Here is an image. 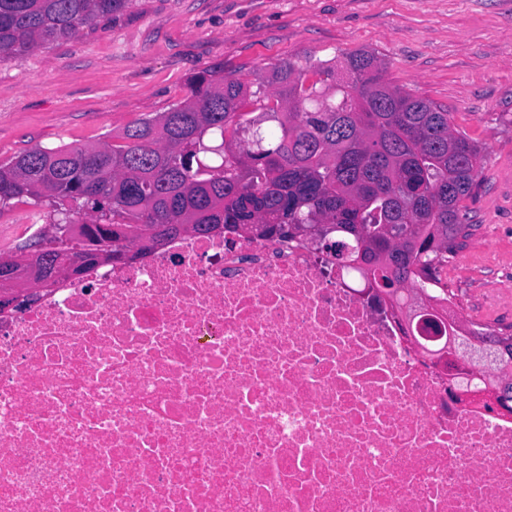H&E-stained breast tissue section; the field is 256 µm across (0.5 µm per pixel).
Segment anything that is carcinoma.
<instances>
[{"instance_id":"1","label":"carcinoma","mask_w":512,"mask_h":512,"mask_svg":"<svg viewBox=\"0 0 512 512\" xmlns=\"http://www.w3.org/2000/svg\"><path fill=\"white\" fill-rule=\"evenodd\" d=\"M128 0H0V54L21 60L122 11ZM381 59L355 51L306 66L288 60L251 91L219 68L194 76L190 96L126 127L124 144L34 148L0 163V206H53L58 224H92L119 242L155 230L164 243L215 228L319 243L394 297L413 270L435 281L472 225L458 208L481 150L452 129L448 109L385 81ZM263 109L248 119L249 108ZM491 359L499 399L512 403V325L471 331Z\"/></svg>"}]
</instances>
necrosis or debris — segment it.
I'll return each instance as SVG.
<instances>
[{
  "instance_id": "4bbe7bcc",
  "label": "necrosis or debris",
  "mask_w": 512,
  "mask_h": 512,
  "mask_svg": "<svg viewBox=\"0 0 512 512\" xmlns=\"http://www.w3.org/2000/svg\"><path fill=\"white\" fill-rule=\"evenodd\" d=\"M304 239L184 234L0 313V512H512V413Z\"/></svg>"
}]
</instances>
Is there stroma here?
Masks as SVG:
<instances>
[{"mask_svg":"<svg viewBox=\"0 0 512 512\" xmlns=\"http://www.w3.org/2000/svg\"><path fill=\"white\" fill-rule=\"evenodd\" d=\"M362 48L390 84L447 106L480 147L459 203L475 231L445 280L458 311L483 313L494 296L495 323L512 324V0H133L96 30L0 57V162L111 139L186 98L206 68L250 84L288 59L341 64ZM32 213L46 223L51 209L0 208V256L32 237Z\"/></svg>","mask_w":512,"mask_h":512,"instance_id":"1","label":"stroma"}]
</instances>
